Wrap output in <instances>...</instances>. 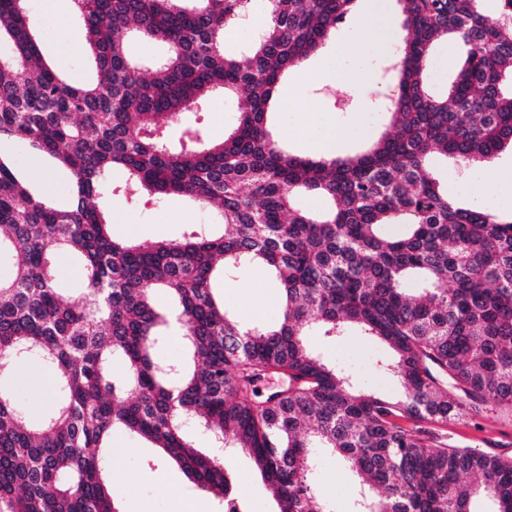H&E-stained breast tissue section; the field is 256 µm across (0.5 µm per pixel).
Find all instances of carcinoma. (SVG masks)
I'll return each instance as SVG.
<instances>
[{
    "label": "carcinoma",
    "instance_id": "1",
    "mask_svg": "<svg viewBox=\"0 0 512 512\" xmlns=\"http://www.w3.org/2000/svg\"><path fill=\"white\" fill-rule=\"evenodd\" d=\"M23 2L0 0V43L11 48L0 60V145L47 154L72 181L69 202L50 203L0 149V250L14 267L0 280V360L36 357L57 387L39 423L0 391V512H118L102 454L115 428L151 441L222 502L227 468L194 449L187 421L253 459L276 512H332L308 482L317 448L354 476L351 512H475L478 496L512 512V458L443 446L426 428L488 409L512 419V217L455 206L430 171L435 153L477 166L512 146V0H498L494 18L481 0H401L394 131L330 161L284 150L268 105L355 0H268L238 58L222 45L247 0H75L96 62L82 85L43 62ZM133 35L162 42L163 58L141 68L125 51ZM443 35L466 47L445 99L426 87ZM220 92L240 94L224 137L186 130L189 144L175 148L159 136ZM116 192L214 206L223 233L118 241L97 203ZM307 192L322 211L297 205ZM62 252L84 270L68 298ZM256 266L280 285L281 318L246 327L215 282ZM172 322L191 358L173 372L159 356ZM350 331L386 346L377 366L397 395L354 390L307 341ZM269 374L286 387L254 400Z\"/></svg>",
    "mask_w": 512,
    "mask_h": 512
}]
</instances>
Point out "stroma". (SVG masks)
I'll list each match as a JSON object with an SVG mask.
<instances>
[{"instance_id": "obj_1", "label": "stroma", "mask_w": 512, "mask_h": 512, "mask_svg": "<svg viewBox=\"0 0 512 512\" xmlns=\"http://www.w3.org/2000/svg\"><path fill=\"white\" fill-rule=\"evenodd\" d=\"M26 18L40 35L43 56L55 63L75 83L93 79L95 63L76 38L81 17L68 0H56L54 10H47L45 0H25ZM376 23L360 28L346 22L336 28L319 50L293 68L280 82L276 93L274 135L294 154L314 156V146L328 134L336 136V155L343 158L375 142L389 130L387 113L369 111L368 106L384 94L390 81L391 57L401 49L405 33L401 27L399 0H384ZM346 45L350 53L344 63H337L336 48ZM463 61V48L454 38L437 40L429 55L428 87L438 98L447 97ZM341 71V80L329 79L332 71ZM354 95L347 110L336 111L332 96L336 87ZM238 100L231 95L212 96L203 109L182 114L171 126V136H178L187 126H194L213 137L223 136L235 126ZM19 170L38 191L55 184L50 193L54 202L68 199L70 176L43 156L23 146L12 149ZM433 174L448 193L451 202L462 207H486L489 197H497L507 177L512 176V152H500L491 162L467 167L452 158L436 156ZM112 221V235L137 243L181 238L192 230H217L218 213L185 197H168L146 205L119 195L105 200ZM497 215H512V200L499 201ZM224 302L237 320L246 326L274 324L280 317L279 289L266 269L246 268L226 278L220 290ZM310 344L324 360L350 375L358 389L392 395L393 380L376 368L382 345L360 336H346L331 341L319 336ZM16 404L34 423L51 410L56 394L53 373L41 361L32 359L13 364L0 373ZM438 441L480 445L502 456H512V421L495 412L484 413L478 423L457 421L431 428ZM190 437L204 454L225 462L232 478L240 480L252 503V512H275L276 504L249 455L236 448H224L211 442L201 431ZM105 473L112 480V496L118 512H224L222 503L201 492L179 467L164 458L160 449L144 438L121 428L114 429L105 452ZM311 480L320 496L348 512L354 489L352 478L330 452H315Z\"/></svg>"}]
</instances>
